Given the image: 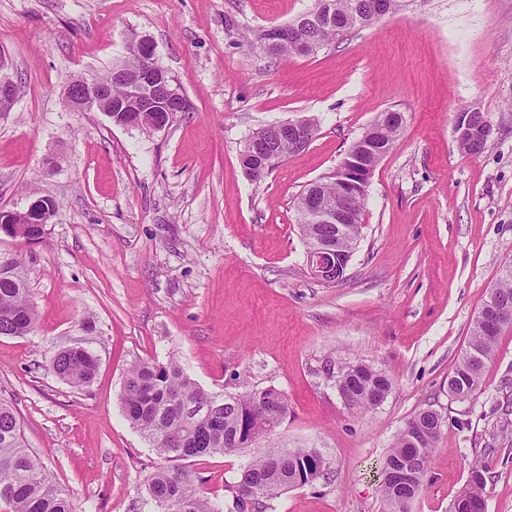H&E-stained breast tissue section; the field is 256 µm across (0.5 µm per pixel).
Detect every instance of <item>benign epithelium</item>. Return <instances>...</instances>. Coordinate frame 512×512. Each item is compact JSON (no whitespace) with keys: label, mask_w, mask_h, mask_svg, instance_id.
Segmentation results:
<instances>
[{"label":"benign epithelium","mask_w":512,"mask_h":512,"mask_svg":"<svg viewBox=\"0 0 512 512\" xmlns=\"http://www.w3.org/2000/svg\"><path fill=\"white\" fill-rule=\"evenodd\" d=\"M269 41L276 43L284 39H298V25H277L267 28ZM129 53L138 63L137 75L129 79L128 72L119 69L110 72V80L102 81L96 76L77 77L69 82L64 90L67 107L72 112H101L112 118V81L127 84V97L121 103L119 111L125 113L120 122L124 127L140 128L149 122L153 131H161L169 122L160 116L151 117L149 113L158 112L165 103L179 104L187 102L181 88L170 78L158 73L155 52L151 43L145 39H134L129 43ZM5 67L4 58L0 57V116L12 110L16 101L14 81L1 74ZM404 116L400 112H383L358 138L348 155L346 164L339 169L342 174L352 173L351 166H362V151L371 149L382 135L392 126L403 124ZM279 136L288 137V141L297 149H305L314 136L313 121L308 118L287 120L279 123ZM490 129L482 114L477 110L464 113L456 126L458 140H470L474 143H486ZM275 135V136H277ZM275 136L250 137L242 150V159L246 163L245 172L254 182L262 181L276 162ZM366 184L358 189L346 192L332 201L324 195L319 182L312 184L306 195L307 217L321 224H345L357 219L353 210V200L358 193L365 190ZM52 211L40 199L35 200L24 211L0 212V224H47ZM342 249L333 239H327L306 251V266L309 274L325 284H333L343 279Z\"/></svg>","instance_id":"obj_1"}]
</instances>
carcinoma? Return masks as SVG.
Instances as JSON below:
<instances>
[{"instance_id": "carcinoma-1", "label": "carcinoma", "mask_w": 512, "mask_h": 512, "mask_svg": "<svg viewBox=\"0 0 512 512\" xmlns=\"http://www.w3.org/2000/svg\"><path fill=\"white\" fill-rule=\"evenodd\" d=\"M361 0H316L318 14L307 25L305 40L319 47L336 42L341 33L364 27L357 19ZM260 47L273 56L309 57L313 51L296 43L270 45L259 37ZM306 192L296 199L298 224L306 247L325 236L353 248L362 234L360 224H317L303 212ZM15 237L43 241L41 224L13 225ZM507 320L495 329L475 319L466 349L448 375V392L461 401L472 399L482 388L487 364L496 353L499 337L512 327V262L502 268L489 289ZM37 313L31 300L28 272L20 255H0V336H22L34 331ZM96 357L87 349L71 346L49 360L48 369L72 387L89 386L96 374ZM392 380L364 363L348 364L336 373V388L352 394L348 408L365 411L376 406L374 397L391 391ZM123 413L140 431L163 464L146 477L147 504L158 512H262L263 502L322 475L325 460L315 448H270L250 460L237 480L228 485L230 498L221 503L203 495L194 485L190 463L211 454L238 453L269 438L288 414V399L275 388L243 396L208 391L193 381L170 359L138 360L127 370L121 392ZM445 417L430 409L417 411L398 432L386 457L381 493L384 512H409L410 503L423 488L424 475L436 450ZM489 474L486 463L471 465L466 493L486 508L484 490ZM252 487L251 500L243 502L239 486ZM9 512H73L66 491L46 474L40 459L25 446L20 423L11 405L0 399V504Z\"/></svg>"}]
</instances>
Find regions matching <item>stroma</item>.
<instances>
[{
  "mask_svg": "<svg viewBox=\"0 0 512 512\" xmlns=\"http://www.w3.org/2000/svg\"><path fill=\"white\" fill-rule=\"evenodd\" d=\"M315 0H0V56L18 86L0 117V210L47 197L44 241L0 238L29 272L35 331L0 336V398L27 448L68 490L74 512H144L160 459L122 414L127 368L177 360L206 390L288 398L278 448H316L323 477L267 501L266 512H383L381 471L422 408L446 423L409 512H451L470 467H490L486 512H512V330L482 390L460 402L448 374L506 261H512V0H404L401 9L313 57H268L262 30ZM192 103L145 132L72 112L76 76L120 65L132 38ZM482 112L477 154L456 125ZM403 113L367 188L361 240L344 281L313 279L297 195L331 173L382 112ZM313 117L319 130L262 182L240 152L256 129ZM78 344L98 360L79 390L47 370ZM363 362L394 386L355 413L333 373ZM196 459L201 492L260 453Z\"/></svg>",
  "mask_w": 512,
  "mask_h": 512,
  "instance_id": "obj_1",
  "label": "stroma"
}]
</instances>
